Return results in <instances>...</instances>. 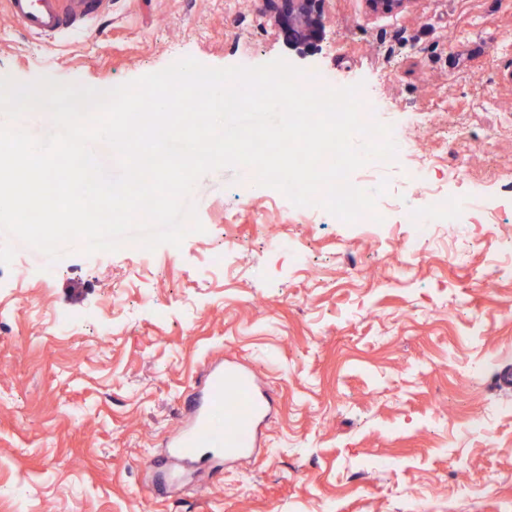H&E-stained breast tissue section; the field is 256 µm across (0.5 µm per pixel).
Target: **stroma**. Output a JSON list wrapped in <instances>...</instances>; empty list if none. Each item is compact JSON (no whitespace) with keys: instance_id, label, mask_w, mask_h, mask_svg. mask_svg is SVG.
I'll return each mask as SVG.
<instances>
[{"instance_id":"stroma-1","label":"stroma","mask_w":512,"mask_h":512,"mask_svg":"<svg viewBox=\"0 0 512 512\" xmlns=\"http://www.w3.org/2000/svg\"><path fill=\"white\" fill-rule=\"evenodd\" d=\"M324 23L301 53L262 0H111L53 37L0 10V76L105 90L282 57L362 84L435 160L425 181L408 153L354 172L389 183L373 229L224 168L188 198L203 232L142 259L70 245L53 264L0 235V512H512V0H326ZM434 189L464 208L398 253ZM225 359L272 401L256 447L148 468Z\"/></svg>"}]
</instances>
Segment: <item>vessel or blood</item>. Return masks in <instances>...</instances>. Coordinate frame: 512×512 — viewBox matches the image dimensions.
Wrapping results in <instances>:
<instances>
[{
	"mask_svg": "<svg viewBox=\"0 0 512 512\" xmlns=\"http://www.w3.org/2000/svg\"><path fill=\"white\" fill-rule=\"evenodd\" d=\"M104 0H6L9 15L30 32L55 34L98 17ZM269 403L255 378L234 364L210 366L186 399L187 418L167 444L170 458L195 465L248 455Z\"/></svg>",
	"mask_w": 512,
	"mask_h": 512,
	"instance_id": "b4317fda",
	"label": "vessel or blood"
}]
</instances>
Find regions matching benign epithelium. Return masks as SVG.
I'll return each instance as SVG.
<instances>
[{"label":"benign epithelium","instance_id":"7a95c632","mask_svg":"<svg viewBox=\"0 0 512 512\" xmlns=\"http://www.w3.org/2000/svg\"><path fill=\"white\" fill-rule=\"evenodd\" d=\"M375 12L393 13L406 0H368ZM325 0H264V6L289 46L305 51L318 45L325 35Z\"/></svg>","mask_w":512,"mask_h":512}]
</instances>
